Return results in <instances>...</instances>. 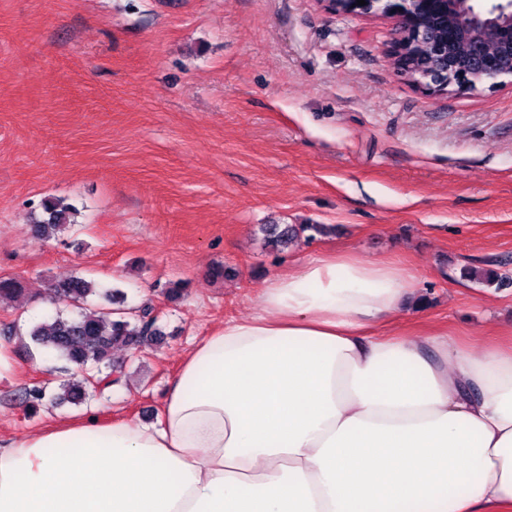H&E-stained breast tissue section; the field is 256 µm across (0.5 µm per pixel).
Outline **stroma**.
Here are the masks:
<instances>
[{
  "instance_id": "stroma-1",
  "label": "stroma",
  "mask_w": 512,
  "mask_h": 512,
  "mask_svg": "<svg viewBox=\"0 0 512 512\" xmlns=\"http://www.w3.org/2000/svg\"><path fill=\"white\" fill-rule=\"evenodd\" d=\"M393 37L390 19L320 0H0V278L23 288L0 302L1 439L152 420L192 341L327 253L412 274L403 331L478 351L512 327V78L429 92L397 75ZM48 198L80 216L41 240L31 215ZM265 224L327 232L271 253ZM75 274L151 306L164 337L115 347L125 376L87 404L32 412L21 392L56 393L62 362L26 331L75 314L52 292Z\"/></svg>"
}]
</instances>
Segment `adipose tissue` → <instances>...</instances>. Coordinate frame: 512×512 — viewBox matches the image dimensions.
I'll return each instance as SVG.
<instances>
[{"instance_id":"ef3b65f1","label":"adipose tissue","mask_w":512,"mask_h":512,"mask_svg":"<svg viewBox=\"0 0 512 512\" xmlns=\"http://www.w3.org/2000/svg\"><path fill=\"white\" fill-rule=\"evenodd\" d=\"M412 292L353 253L272 274L154 422L0 440V512H512V337L392 328Z\"/></svg>"}]
</instances>
